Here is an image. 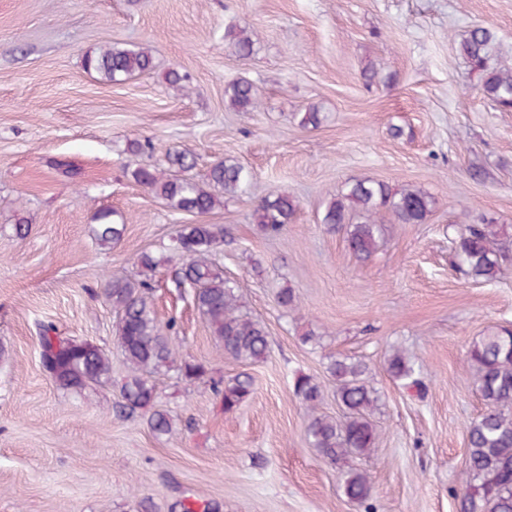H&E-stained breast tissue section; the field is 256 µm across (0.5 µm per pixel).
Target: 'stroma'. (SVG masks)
<instances>
[{"label": "stroma", "mask_w": 512, "mask_h": 512, "mask_svg": "<svg viewBox=\"0 0 512 512\" xmlns=\"http://www.w3.org/2000/svg\"><path fill=\"white\" fill-rule=\"evenodd\" d=\"M480 23L511 63L512 0H0V512H181L189 496L219 512H365L310 447L293 394L297 376H314L323 411L341 416L326 372L334 356L366 364L382 395L379 440L354 461L377 512H456L465 429L485 410L466 351L512 325V265L488 283L454 262L465 225H512V109L483 97L459 51ZM233 28L255 33L250 58L238 56ZM109 45L149 48L153 70L121 84L87 72L85 55ZM172 70L185 89L168 84ZM242 77L257 111L224 101ZM312 107L321 125L300 126ZM174 150L193 153L199 182L219 161L243 165L248 194L202 217L171 209L132 173L166 170ZM363 178L436 203L424 223L386 221L360 261L321 219L345 183ZM280 193L298 210L270 237L253 211ZM103 211L126 226L109 247L92 235ZM196 222L230 234L216 258L244 312L267 326L261 362L223 355L172 281L182 260L168 244ZM143 252L161 261L154 308L173 326L178 359L205 368L195 381L158 376L170 437L115 411L125 370L104 288L136 276ZM283 288L298 296L295 311L278 306ZM38 320L109 353L111 383L60 388L41 365ZM396 348L419 365L420 396L388 375ZM243 371L252 393L225 412L212 384Z\"/></svg>", "instance_id": "stroma-1"}]
</instances>
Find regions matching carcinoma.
I'll use <instances>...</instances> for the list:
<instances>
[{"mask_svg": "<svg viewBox=\"0 0 512 512\" xmlns=\"http://www.w3.org/2000/svg\"><path fill=\"white\" fill-rule=\"evenodd\" d=\"M495 42L493 29L478 25L461 41L460 48L472 67L484 74V97L502 108H512V66L494 58ZM235 47L243 57L252 54L254 41L247 29L239 30ZM84 67L109 83H120L151 70L153 57L145 48L112 46L86 55ZM224 96L239 112L258 107L256 89L245 79L228 84ZM167 163L183 176L139 167L132 177L176 211L208 214L223 204L224 196L245 193L252 181L249 169L230 160L215 164L202 184L184 176L193 167L189 152H170ZM433 204L434 197L421 189L393 192L380 182L354 180L327 204L322 223L346 228L349 251L357 259L366 260L378 248L381 213H387L398 224H420ZM296 210L292 197L278 194L259 201L254 216L263 231L279 234L292 223ZM110 217L107 212L101 213L93 229L96 241L105 247L120 241L125 232V225ZM510 239L506 224H468L458 235L456 264L476 280L493 281L509 258L506 242ZM172 242L173 250L182 257L175 282L191 289L195 308L224 354L245 364L264 359L269 350L266 327L241 311L236 285L224 277L223 267L214 258L215 249L224 242V226L185 224ZM137 262L140 277L114 278L105 288L118 318V343L128 368L121 388V412L146 416L152 432L165 436L173 431V419L157 407L155 374L175 365L182 378L192 381L203 377L205 369L186 359L176 362V352L158 322L151 298V281L159 260L145 252ZM38 345L42 367L64 389H82L89 383L109 380L111 362L102 348L89 340L61 336L53 324L42 323ZM466 363L487 409L466 428L469 480L455 495L457 512H512V330H491L474 340L467 350ZM418 371L415 361L398 350L387 360L389 376L406 391L421 385ZM327 372L336 382V397L346 410L344 419L319 413L324 389L315 378L296 377L293 392L308 412L306 434L311 446L325 462L336 466L353 455H367L375 447L378 433L371 416L381 395L368 384L367 368L360 361L333 358ZM214 391L224 411L230 412L251 395L252 384L249 377L240 375ZM342 488L347 498L365 504L367 512H373L374 506L369 503L371 485L365 473L353 469L342 472Z\"/></svg>", "mask_w": 512, "mask_h": 512, "instance_id": "1", "label": "carcinoma"}]
</instances>
